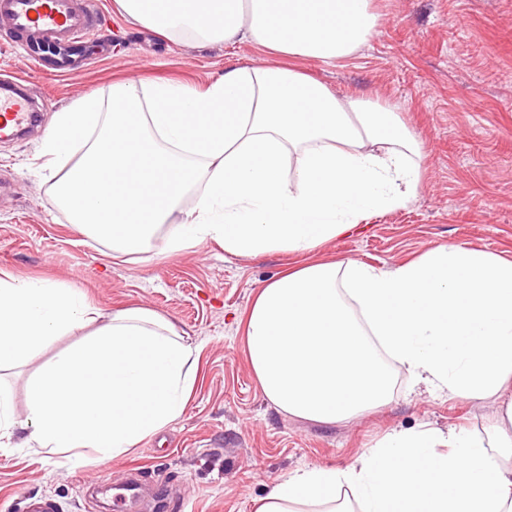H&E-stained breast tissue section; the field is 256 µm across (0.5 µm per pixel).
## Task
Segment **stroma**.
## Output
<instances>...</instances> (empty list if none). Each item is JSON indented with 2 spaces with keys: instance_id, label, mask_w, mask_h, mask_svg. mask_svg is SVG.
<instances>
[{
  "instance_id": "35a3bbf8",
  "label": "stroma",
  "mask_w": 512,
  "mask_h": 512,
  "mask_svg": "<svg viewBox=\"0 0 512 512\" xmlns=\"http://www.w3.org/2000/svg\"><path fill=\"white\" fill-rule=\"evenodd\" d=\"M111 54L80 73L52 77L0 46V81L20 73L43 113L25 136L0 141V274L75 288L108 315L143 306L177 323L199 348L183 415L128 453L83 459L22 447L15 431L0 447V512H151L152 497L109 508L131 471L166 489L167 512H252L254 500L295 470L343 467L392 430L425 426L483 432L492 400L451 399L412 386L392 366V402L351 423L319 424L279 413L253 377L240 319L259 288L319 259L392 266L441 244L512 258V0H372L382 24L351 57L301 68L340 96L396 106L423 143L424 185L405 206L369 217L367 227L309 254L237 256L207 241L169 253L159 233L134 258L113 257L82 234L51 199L40 149L55 112L116 80L169 79L202 90L226 69L266 60L248 41L188 48L129 22L115 0H96ZM71 342L62 336L24 365L0 372L15 419L26 412V379Z\"/></svg>"
}]
</instances>
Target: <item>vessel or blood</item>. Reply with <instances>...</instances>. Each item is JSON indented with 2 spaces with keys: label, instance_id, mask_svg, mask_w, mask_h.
Returning a JSON list of instances; mask_svg holds the SVG:
<instances>
[{
  "label": "vessel or blood",
  "instance_id": "b4317fda",
  "mask_svg": "<svg viewBox=\"0 0 512 512\" xmlns=\"http://www.w3.org/2000/svg\"><path fill=\"white\" fill-rule=\"evenodd\" d=\"M94 0H0V18L8 28L5 35L12 49L25 53L33 61L51 56V74H72L76 55H103L95 39ZM27 81L15 77L11 87L0 88V135L13 137L31 121V100Z\"/></svg>",
  "mask_w": 512,
  "mask_h": 512
}]
</instances>
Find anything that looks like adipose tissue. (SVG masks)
I'll use <instances>...</instances> for the list:
<instances>
[{
	"instance_id": "ef3b65f1",
	"label": "adipose tissue",
	"mask_w": 512,
	"mask_h": 512,
	"mask_svg": "<svg viewBox=\"0 0 512 512\" xmlns=\"http://www.w3.org/2000/svg\"><path fill=\"white\" fill-rule=\"evenodd\" d=\"M117 2L184 45L249 41L287 63L227 69L201 94L119 81L109 99L55 113L41 168L83 234L122 255L162 230L173 252L211 239L234 255L306 254L419 193L423 147L396 110L337 96L297 65L355 54L381 23L371 0ZM75 332L29 379L23 421L0 395V437L21 428L48 451L107 458L182 416L199 350L177 324L144 307L106 317L79 290L0 278V368ZM245 347L272 406L319 424L389 404L388 358L415 384L498 404L485 437L394 431L346 467L291 472L255 512H512V260L440 245L387 269L308 264L260 289Z\"/></svg>"
}]
</instances>
